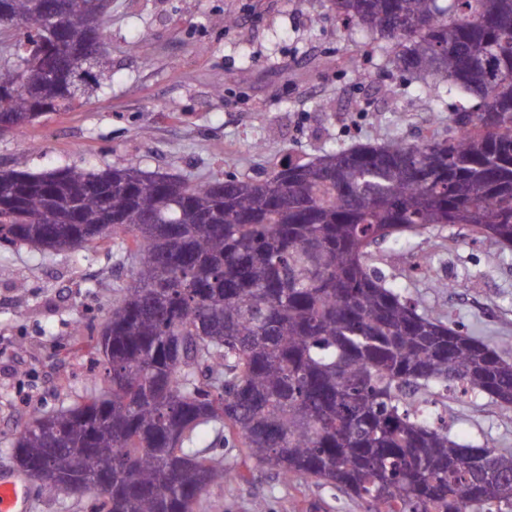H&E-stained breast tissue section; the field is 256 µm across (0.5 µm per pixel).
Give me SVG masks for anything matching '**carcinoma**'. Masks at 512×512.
<instances>
[{
    "mask_svg": "<svg viewBox=\"0 0 512 512\" xmlns=\"http://www.w3.org/2000/svg\"><path fill=\"white\" fill-rule=\"evenodd\" d=\"M331 3L342 27L390 41L404 71L474 104L420 142L327 150L259 177L0 170L1 248L110 239L131 269L90 344L100 382L15 436L47 491L94 489L93 512H195L238 477L197 448L210 430L370 512H512V453L457 440L426 408L448 389L512 408V363L366 265L387 238L440 224L512 246V0ZM93 7L0 0V34L15 32L0 50L12 132L83 104L86 63L94 88L112 82ZM371 52H357L359 80Z\"/></svg>",
    "mask_w": 512,
    "mask_h": 512,
    "instance_id": "cac0c4a2",
    "label": "carcinoma"
}]
</instances>
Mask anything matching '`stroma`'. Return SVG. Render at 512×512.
<instances>
[{
  "instance_id": "stroma-1",
  "label": "stroma",
  "mask_w": 512,
  "mask_h": 512,
  "mask_svg": "<svg viewBox=\"0 0 512 512\" xmlns=\"http://www.w3.org/2000/svg\"><path fill=\"white\" fill-rule=\"evenodd\" d=\"M229 16L237 27L225 28ZM104 35L110 87L0 136V170L125 165L195 180L253 176L331 149L416 141L458 103L449 96L445 112L430 111L428 86L396 68L381 38L370 80H357L348 63L361 36L340 27L329 0H112ZM367 263L419 311L463 324L512 362V249L446 225L389 238ZM129 277L108 241L76 253L0 249V470L15 469L12 442L30 410L85 393L86 325L104 320ZM443 280L458 289H439ZM436 410L459 440L512 451V409L452 393L437 396ZM199 447L241 478L212 487L196 512H366L336 488L253 466L213 434Z\"/></svg>"
}]
</instances>
